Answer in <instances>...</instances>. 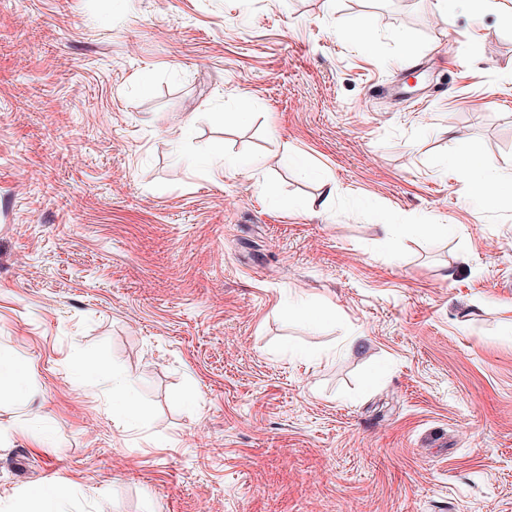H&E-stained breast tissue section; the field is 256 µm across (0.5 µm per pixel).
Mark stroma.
<instances>
[{
  "instance_id": "obj_1",
  "label": "stroma",
  "mask_w": 512,
  "mask_h": 512,
  "mask_svg": "<svg viewBox=\"0 0 512 512\" xmlns=\"http://www.w3.org/2000/svg\"><path fill=\"white\" fill-rule=\"evenodd\" d=\"M501 3L0 0V347L33 381L0 512L60 481L72 512H512V194L453 166L512 171ZM217 160L220 162V167L223 169L224 174H253L257 167L253 166L254 161L250 159H228L224 155V149L216 146L211 150V161ZM454 167L467 175L470 195L474 200L494 199L504 189L512 193V174H500L495 162L485 158L476 146L472 148L470 156L455 160ZM103 375L95 364H88L82 370L85 380H92L95 375ZM112 382V417L126 427H135L141 421V402L138 396L121 378L120 372L112 366V373L103 375Z\"/></svg>"
}]
</instances>
